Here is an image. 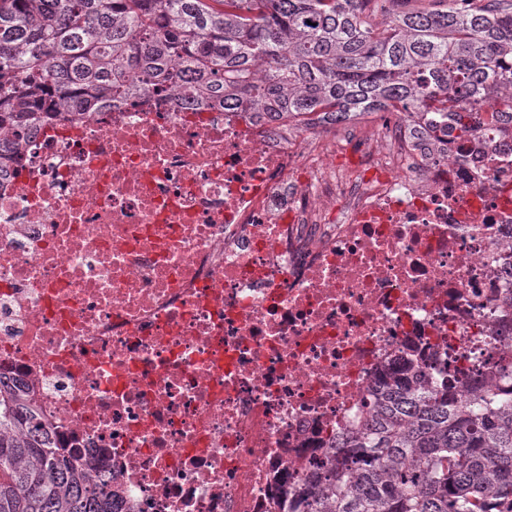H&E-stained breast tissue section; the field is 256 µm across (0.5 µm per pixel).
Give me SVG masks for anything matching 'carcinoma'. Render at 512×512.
Listing matches in <instances>:
<instances>
[{
	"mask_svg": "<svg viewBox=\"0 0 512 512\" xmlns=\"http://www.w3.org/2000/svg\"><path fill=\"white\" fill-rule=\"evenodd\" d=\"M403 2L0 0V127L153 93L338 125L424 117L458 145L483 112L512 133V0ZM472 389L458 403L408 367L384 379L308 512H512V391ZM0 427V512H117L109 479L86 483L7 385Z\"/></svg>",
	"mask_w": 512,
	"mask_h": 512,
	"instance_id": "carcinoma-1",
	"label": "carcinoma"
}]
</instances>
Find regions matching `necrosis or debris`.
<instances>
[{
	"label": "necrosis or debris",
	"instance_id": "1",
	"mask_svg": "<svg viewBox=\"0 0 512 512\" xmlns=\"http://www.w3.org/2000/svg\"><path fill=\"white\" fill-rule=\"evenodd\" d=\"M332 128L148 94L0 158V379L121 512H306L408 355L512 366V135Z\"/></svg>",
	"mask_w": 512,
	"mask_h": 512
}]
</instances>
